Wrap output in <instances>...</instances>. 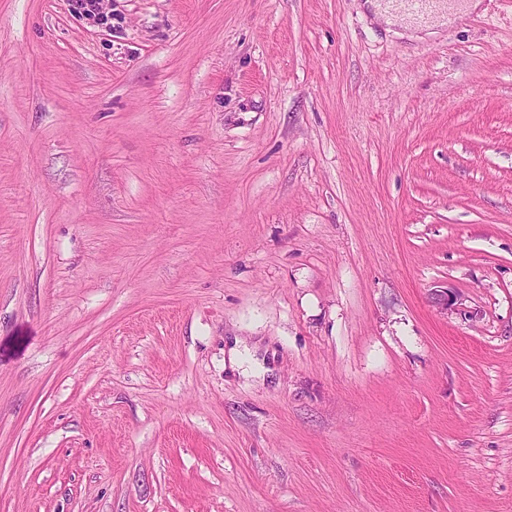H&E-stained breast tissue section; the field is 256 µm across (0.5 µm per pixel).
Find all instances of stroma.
<instances>
[{
	"label": "stroma",
	"instance_id": "obj_1",
	"mask_svg": "<svg viewBox=\"0 0 512 512\" xmlns=\"http://www.w3.org/2000/svg\"><path fill=\"white\" fill-rule=\"evenodd\" d=\"M111 3L0 0V512H512V5ZM69 11L79 18L93 19L102 22L108 21V15H104L103 0H68ZM381 5L391 11L403 13L414 20L426 19L432 14L448 10L447 0H381ZM440 14L428 23H418L415 25H444L446 23V14Z\"/></svg>",
	"mask_w": 512,
	"mask_h": 512
}]
</instances>
